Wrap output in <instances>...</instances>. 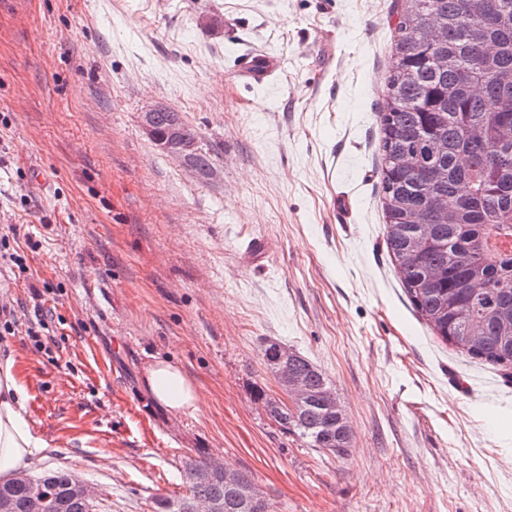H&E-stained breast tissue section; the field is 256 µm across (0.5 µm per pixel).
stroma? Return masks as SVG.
Returning a JSON list of instances; mask_svg holds the SVG:
<instances>
[{
	"label": "stroma",
	"mask_w": 512,
	"mask_h": 512,
	"mask_svg": "<svg viewBox=\"0 0 512 512\" xmlns=\"http://www.w3.org/2000/svg\"><path fill=\"white\" fill-rule=\"evenodd\" d=\"M399 3L0 6V239L25 260L0 265V363L44 443L34 471L69 468L110 512L183 493L189 457L248 472L278 512H512V382L433 334L384 241ZM260 52L280 67L256 84L240 63ZM150 107L209 143V177L145 134ZM268 340L332 381L347 455L267 416ZM153 356L197 383V414L149 399Z\"/></svg>",
	"instance_id": "35a3bbf8"
}]
</instances>
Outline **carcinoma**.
<instances>
[{"label": "carcinoma", "mask_w": 512, "mask_h": 512, "mask_svg": "<svg viewBox=\"0 0 512 512\" xmlns=\"http://www.w3.org/2000/svg\"><path fill=\"white\" fill-rule=\"evenodd\" d=\"M395 66L381 117L379 184L385 243L412 305L442 341L512 377V0H402ZM288 369L311 396L296 409L257 392L266 414L310 448L344 456L348 428L319 399L327 376L300 354ZM188 458L185 493L155 512H189L208 500L221 512H275V502L239 472ZM102 512L104 498L77 490L71 471L0 480V512Z\"/></svg>", "instance_id": "carcinoma-1"}]
</instances>
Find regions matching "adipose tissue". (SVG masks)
Masks as SVG:
<instances>
[{
	"mask_svg": "<svg viewBox=\"0 0 512 512\" xmlns=\"http://www.w3.org/2000/svg\"><path fill=\"white\" fill-rule=\"evenodd\" d=\"M142 382L151 399L175 414L199 411L202 398L194 380L168 359H153ZM41 448L25 418L12 361L0 364V476L30 469Z\"/></svg>",
	"mask_w": 512,
	"mask_h": 512,
	"instance_id": "obj_1",
	"label": "adipose tissue"
}]
</instances>
